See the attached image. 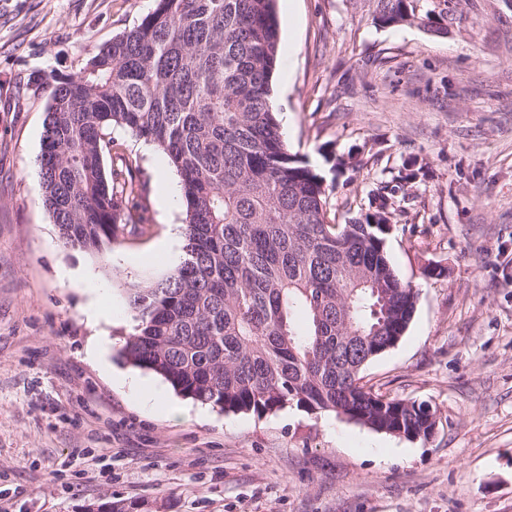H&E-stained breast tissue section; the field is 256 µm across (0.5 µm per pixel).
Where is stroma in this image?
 <instances>
[{
  "label": "stroma",
  "instance_id": "obj_1",
  "mask_svg": "<svg viewBox=\"0 0 512 512\" xmlns=\"http://www.w3.org/2000/svg\"><path fill=\"white\" fill-rule=\"evenodd\" d=\"M155 0H0V512H82L113 498L148 512H512V0H448V33L375 24L367 0H278L290 61L274 75L284 138L334 180L337 223L362 215L404 162L426 170L394 206L386 249L419 290L365 387L428 403V440L288 405L226 413L126 363V290L183 252L157 208L160 150L117 127L106 168L136 157L141 234L92 256L65 248L42 203L46 99L30 76L79 71ZM358 162L335 172L333 158ZM109 314L86 321L93 294ZM106 337L111 371L91 361ZM154 383L174 414L112 382Z\"/></svg>",
  "mask_w": 512,
  "mask_h": 512
}]
</instances>
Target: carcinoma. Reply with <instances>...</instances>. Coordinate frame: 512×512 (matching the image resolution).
<instances>
[{
  "label": "carcinoma",
  "instance_id": "obj_1",
  "mask_svg": "<svg viewBox=\"0 0 512 512\" xmlns=\"http://www.w3.org/2000/svg\"><path fill=\"white\" fill-rule=\"evenodd\" d=\"M388 26L447 33L448 0H368ZM276 0H155L75 75L32 76L47 94L43 204L65 247L102 253L141 232L129 158L106 170L121 127L154 145L182 183L185 257L127 289L137 325L122 354L180 396L226 413L294 402L407 440L429 439L430 406L360 383L413 318L418 289L386 251L398 171L362 218H330L325 178L289 153L274 105ZM303 315L304 322L298 321Z\"/></svg>",
  "mask_w": 512,
  "mask_h": 512
}]
</instances>
